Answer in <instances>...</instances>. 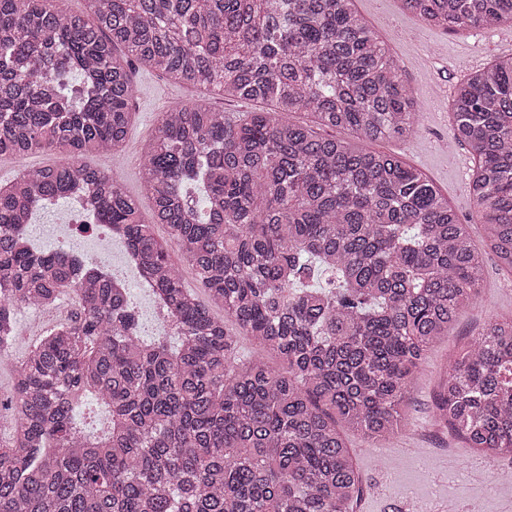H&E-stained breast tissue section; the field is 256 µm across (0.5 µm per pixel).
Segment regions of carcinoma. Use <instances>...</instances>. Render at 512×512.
I'll return each instance as SVG.
<instances>
[{"instance_id":"obj_1","label":"carcinoma","mask_w":512,"mask_h":512,"mask_svg":"<svg viewBox=\"0 0 512 512\" xmlns=\"http://www.w3.org/2000/svg\"><path fill=\"white\" fill-rule=\"evenodd\" d=\"M63 2L0 0V157L66 155L0 187V357L20 309L78 303L13 365L0 512H355L347 434L399 433L428 350L483 280L448 198L369 149L417 130L404 66L355 0ZM402 2L446 30L512 23V0ZM137 63L268 105L170 108L139 165L199 287L281 371L239 358L136 199L82 162L126 142ZM451 112L487 246L512 271V55L468 75ZM76 197L84 228L106 225L132 251L175 341L140 336L116 276L30 243L36 212ZM93 403L109 415L99 433L79 422ZM438 411L468 447L512 456V321L488 320L449 362Z\"/></svg>"}]
</instances>
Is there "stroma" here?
<instances>
[{"instance_id": "1", "label": "stroma", "mask_w": 512, "mask_h": 512, "mask_svg": "<svg viewBox=\"0 0 512 512\" xmlns=\"http://www.w3.org/2000/svg\"><path fill=\"white\" fill-rule=\"evenodd\" d=\"M392 55L405 66V79L420 105V125L406 140H383L374 150L395 154L424 173L441 192L461 223L467 224L475 245H482L484 228L467 184L474 160L467 147L453 136L451 99L459 81L470 73L468 60L481 53L483 63L512 54V24L489 29L446 31L424 24L405 11L400 0H356ZM137 87L125 147L116 155L86 156L87 164L109 170L133 197L138 198L144 221L152 219V203L141 188L135 161L154 134L160 112L198 99L227 112L254 110L253 102L228 100L202 88L176 84L159 74L136 69ZM483 288L448 330V336L431 348L409 396V421L398 438L387 445L349 439L350 451L362 472V492L356 512H442L456 502L460 512H512V484L494 482L495 469L512 467V459L486 463L471 470L480 455L439 422L435 401L450 359L462 353L487 319L512 320V272L493 253H485ZM76 304L65 297L48 309H22L17 326L35 337L67 319Z\"/></svg>"}]
</instances>
